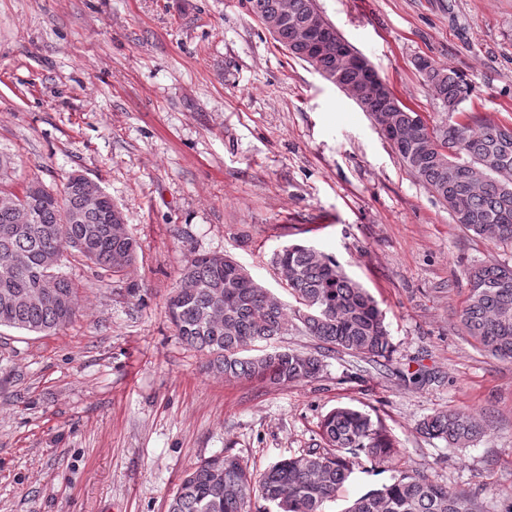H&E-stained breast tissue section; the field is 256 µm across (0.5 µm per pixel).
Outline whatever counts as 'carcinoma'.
<instances>
[{"instance_id": "1", "label": "carcinoma", "mask_w": 512, "mask_h": 512, "mask_svg": "<svg viewBox=\"0 0 512 512\" xmlns=\"http://www.w3.org/2000/svg\"><path fill=\"white\" fill-rule=\"evenodd\" d=\"M288 2V24L275 37L290 56L305 60L293 45L294 27L318 11L316 0H248L267 24ZM317 69L360 87L359 74L336 52L316 59ZM424 76L442 112L438 121L415 123L416 111L397 95L371 98L361 110L390 124L386 138L402 165L421 180L451 212L455 223L494 244L512 246V122L495 123L459 106L469 95L462 75L420 57ZM94 188L66 180L62 189L43 187L34 198L35 219L0 208V327L48 334L70 323L79 308V287L61 273L72 257L114 276L136 257L131 235L116 234L111 221L126 220L106 194L85 206ZM275 268L294 271L288 293L294 300L275 304L266 289L237 261L224 254H196L181 272L167 302L178 336L207 357L208 371L226 380L259 379L273 384L317 377V356L294 350L245 356L256 343H270L296 324L325 346L371 361L387 360L393 344L377 300L321 251L300 243L274 252ZM469 293L461 323L478 347L512 362V265H475L465 273ZM490 428L481 416L448 410L420 423V431L463 447ZM323 447L282 458L257 473L232 455L207 458L182 479L167 512H326L341 485L362 460L385 463L398 454L395 440L364 410L338 406L320 422ZM343 512H481L466 490H448L418 471L403 470L380 488L355 499Z\"/></svg>"}]
</instances>
